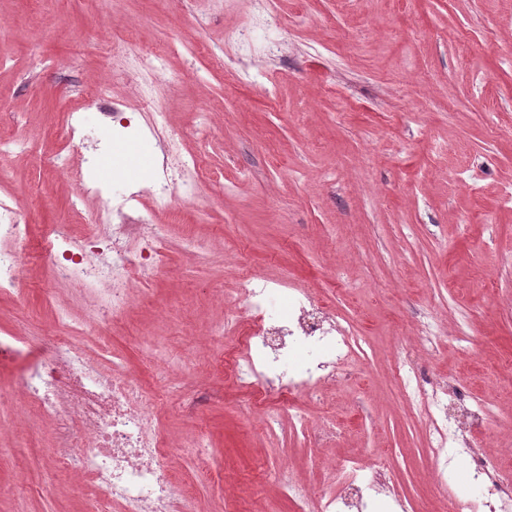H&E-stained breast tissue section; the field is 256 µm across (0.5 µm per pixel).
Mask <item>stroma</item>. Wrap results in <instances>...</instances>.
Wrapping results in <instances>:
<instances>
[{"label": "stroma", "mask_w": 512, "mask_h": 512, "mask_svg": "<svg viewBox=\"0 0 512 512\" xmlns=\"http://www.w3.org/2000/svg\"><path fill=\"white\" fill-rule=\"evenodd\" d=\"M250 22L248 0H211L199 22L184 0H0V134L27 145L0 155V201L29 226L23 288L0 290V336L44 344L86 320L84 289L54 279L40 243L95 202L77 196L83 169L48 160L106 135L77 85L111 75L113 44L175 43L165 111L200 162L197 194L155 212L153 156L139 141L101 161L112 191L141 187L137 208L160 225L169 264L137 284L121 328H97L113 353L92 358L106 372L120 354L131 377L164 386L161 428L203 512H295L277 488L282 469L323 495L343 458L373 460L408 512H442L444 491L468 487L467 450L435 448L396 368L490 404L512 384V0H275L253 33L257 63L227 81V39ZM268 35L284 53L264 50ZM247 270L292 280L353 325L359 372L292 401L310 422L333 419L335 439L306 442L284 414L265 429L225 387L207 332ZM190 371L211 377L193 420L180 394ZM18 373L1 349L0 512H87L95 491L55 470L60 428L25 412ZM200 428L202 460L186 450ZM486 448L512 474V410L490 422ZM443 462L442 491L430 473Z\"/></svg>", "instance_id": "1"}]
</instances>
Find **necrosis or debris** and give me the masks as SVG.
<instances>
[{
  "instance_id": "4bbe7bcc",
  "label": "necrosis or debris",
  "mask_w": 512,
  "mask_h": 512,
  "mask_svg": "<svg viewBox=\"0 0 512 512\" xmlns=\"http://www.w3.org/2000/svg\"><path fill=\"white\" fill-rule=\"evenodd\" d=\"M123 71L142 106L143 124L157 141L162 162L149 186L159 209L170 210L174 186L186 195L197 187L198 169L183 157L180 142L167 129L162 110L161 53H146L125 43ZM99 199L94 222L79 232L50 233L44 250L53 259L57 279L75 281L98 297L94 326L119 319L131 303V290L148 271L168 265L164 236L149 217L133 213L132 196H112L90 182ZM28 235L16 209L0 203V288L23 277L16 245ZM242 303L224 312L215 334L225 339L223 372L249 397V407L265 412L290 396H317L322 384L347 377L356 336L333 309L287 282L274 285L248 276ZM26 368L18 386L29 408L55 418L63 434L54 456L59 471L89 476L95 487L91 512H198L194 495L173 471V449L159 425L158 390L129 378L121 361L103 375L86 348L74 337L54 336L40 348L18 340L12 345ZM398 382L429 418L437 447L460 444L470 450L469 493L448 497V512H512V474L502 472L473 435L493 418L492 408L451 383L424 387L419 377L400 370ZM354 494H310L301 485L281 484L297 512H362L366 498L385 492L383 474L365 464L358 468Z\"/></svg>"
}]
</instances>
